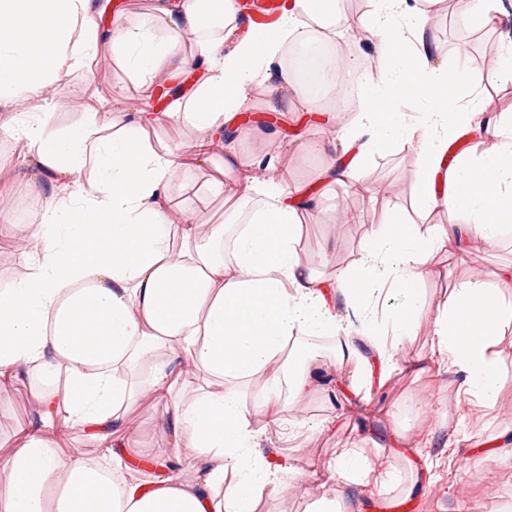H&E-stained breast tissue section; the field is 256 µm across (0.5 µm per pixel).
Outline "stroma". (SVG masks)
<instances>
[{"instance_id": "stroma-1", "label": "stroma", "mask_w": 512, "mask_h": 512, "mask_svg": "<svg viewBox=\"0 0 512 512\" xmlns=\"http://www.w3.org/2000/svg\"><path fill=\"white\" fill-rule=\"evenodd\" d=\"M503 23L496 29H474L464 22L466 11L441 10L434 26L438 31L439 49L449 65H464L471 69L483 66L487 48L502 52L512 44V0H502ZM105 62L107 74L94 79L90 59H83L71 72L61 89L64 99L77 97L83 91L110 89L135 82L120 59L112 40H105L96 57ZM292 115H285L283 128L248 137L242 143L245 152L258 157H277L285 168L282 186L288 187L312 177L317 158L289 152L292 138L318 139L323 132L315 127L298 130L296 136L284 134L292 126ZM25 150L5 153L7 162L0 176V197L29 198L41 204L43 190L27 185ZM223 150L212 154L210 164L182 171L168 185L167 199L172 211L194 213L205 224L224 210L223 194L211 187V176L221 164ZM419 171V157L409 144L399 141L368 157L357 174L356 181L335 184L321 190L324 215H309L304 220L299 241L300 262L321 278H331L337 269L350 266L359 256L371 224L376 223L380 210L390 209L408 220H417L418 201L413 184ZM360 214L362 223L350 232L336 230L334 216L339 206ZM479 259L471 266L448 251L432 254L421 280L424 300H432L447 282L468 281L475 270H482L494 291L505 302L512 303V225L492 245L477 244L472 248ZM435 338L431 324L420 319L413 334L405 338L395 363L396 370L387 385L375 392L369 402L348 399L337 391L339 373L314 372L317 391L296 400L288 395L268 401L267 415L260 424L262 451L268 460L283 470L288 490L260 500L256 512H309L315 498L310 473L315 466L327 463L337 448L351 444L367 457L371 474L351 484L350 492L369 512H395L394 501L385 493L379 475L393 470L397 462L377 443L404 419L415 417L420 406H427L431 416L429 428L411 427L410 432L422 457L433 466L431 484L417 486L409 495L412 512H457L467 504L472 512H494L504 504H512V459L504 455L476 458L470 453L469 438L478 433H494L512 427V387L503 391L498 404L472 413L457 403L454 390L458 377L429 372L417 374L412 364L430 357ZM299 417L303 425H289L290 417ZM31 418L29 407L17 401L14 394L0 393V458L7 456L21 426ZM456 427L457 435L449 446H441L448 427Z\"/></svg>"}]
</instances>
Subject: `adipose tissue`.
Wrapping results in <instances>:
<instances>
[{"label": "adipose tissue", "instance_id": "adipose-tissue-1", "mask_svg": "<svg viewBox=\"0 0 512 512\" xmlns=\"http://www.w3.org/2000/svg\"><path fill=\"white\" fill-rule=\"evenodd\" d=\"M337 3L288 0L259 29L240 0H154L149 26L116 19L115 39L134 74L187 80L191 89L165 115L132 113L105 137L102 92L66 133L48 130L47 118L60 104L56 90L103 39L99 21L113 0H0V105L24 112L5 131L49 177L42 219L25 229L29 273L0 282V390L26 386L36 403L0 463L9 512H254L286 485L259 452L249 415L281 391L293 399L311 392L305 366L323 356L310 352L293 364L285 356L302 335L335 339L349 368L342 388L364 401L388 382L401 340L424 316L436 355L461 378L458 400L492 408L512 384L502 357L512 306L485 276L448 285L430 305L420 292L434 251L493 244L512 223V124L486 112L484 98L512 70V55L481 71L449 66L427 30L440 0H368L366 11L342 16ZM303 29L330 45L338 30L363 29L382 58L401 61L392 82L365 72L358 128L334 155L323 141L303 144L320 161L313 182L354 179L367 156L399 140L420 159L414 192L423 225L386 219L353 266L328 280L296 252L301 217L312 209L308 184L282 187L268 176L271 162L227 150L221 173L232 178L230 208L209 229L166 202L173 177L187 163L206 164L224 130L249 136L238 116L257 87L293 95L309 123L333 124L334 108L319 105L293 70L270 68ZM183 35L199 37L197 54L181 52ZM402 100L427 109L404 117ZM162 117L189 123L190 144L145 145L144 126ZM88 167L96 175L85 181ZM461 214L467 223H457ZM384 296L399 303L383 331L366 311ZM191 368L223 389L183 395ZM250 382L261 383V398L246 397L241 386ZM144 398L161 406L167 439L189 449L195 464L187 475L133 478L137 462L154 455L125 435ZM48 429L83 431L111 448L109 462L58 454L43 439ZM370 472L353 449H337L312 473L321 495L311 512H357L346 485Z\"/></svg>", "mask_w": 512, "mask_h": 512}]
</instances>
